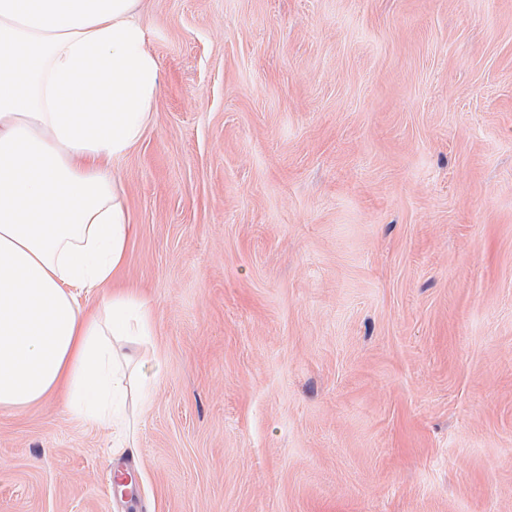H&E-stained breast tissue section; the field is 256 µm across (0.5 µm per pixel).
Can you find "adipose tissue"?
Returning a JSON list of instances; mask_svg holds the SVG:
<instances>
[{"instance_id":"adipose-tissue-1","label":"adipose tissue","mask_w":512,"mask_h":512,"mask_svg":"<svg viewBox=\"0 0 512 512\" xmlns=\"http://www.w3.org/2000/svg\"><path fill=\"white\" fill-rule=\"evenodd\" d=\"M140 9L0 0L1 409L56 398L127 428L120 401L153 310L112 285L133 233L112 163L144 135L162 82Z\"/></svg>"}]
</instances>
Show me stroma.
<instances>
[{
  "instance_id": "stroma-1",
  "label": "stroma",
  "mask_w": 512,
  "mask_h": 512,
  "mask_svg": "<svg viewBox=\"0 0 512 512\" xmlns=\"http://www.w3.org/2000/svg\"><path fill=\"white\" fill-rule=\"evenodd\" d=\"M139 19L134 433L0 410V512H512V0Z\"/></svg>"
}]
</instances>
